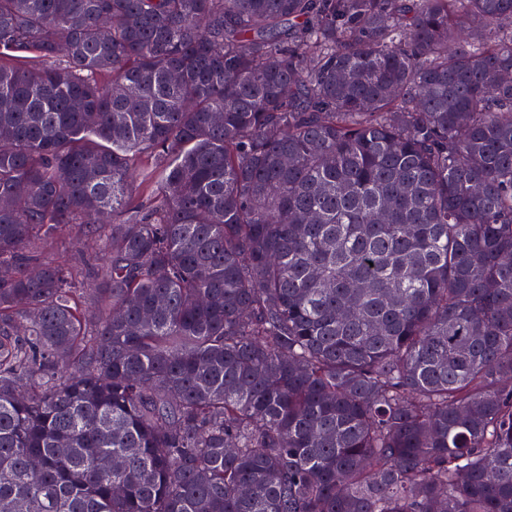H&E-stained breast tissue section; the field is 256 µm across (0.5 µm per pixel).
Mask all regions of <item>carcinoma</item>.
Here are the masks:
<instances>
[{"label":"carcinoma","instance_id":"1","mask_svg":"<svg viewBox=\"0 0 512 512\" xmlns=\"http://www.w3.org/2000/svg\"><path fill=\"white\" fill-rule=\"evenodd\" d=\"M1 198L0 512H512V0H0Z\"/></svg>","mask_w":512,"mask_h":512}]
</instances>
